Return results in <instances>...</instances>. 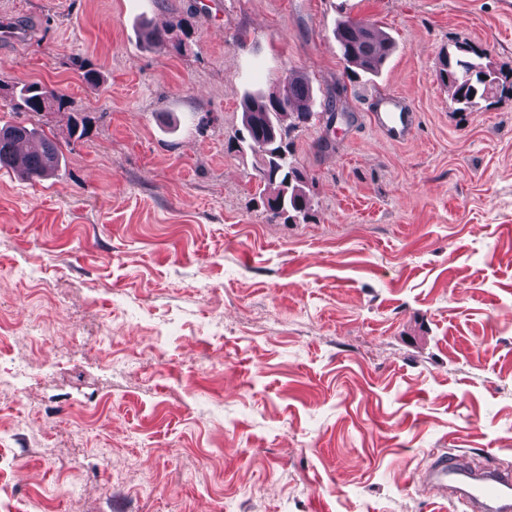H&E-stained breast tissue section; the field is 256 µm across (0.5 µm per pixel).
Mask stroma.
I'll use <instances>...</instances> for the list:
<instances>
[{
    "label": "stroma",
    "instance_id": "35a3bbf8",
    "mask_svg": "<svg viewBox=\"0 0 512 512\" xmlns=\"http://www.w3.org/2000/svg\"><path fill=\"white\" fill-rule=\"evenodd\" d=\"M223 2L0 0V125L61 151L46 179L0 170V373L31 374L0 388V429L25 424L0 512H467L421 473L512 468L507 0ZM348 19L393 39L378 75L352 76ZM464 43L507 89L455 112L438 70ZM289 72L316 100L288 136L303 223L239 145L245 96ZM31 82L65 110L16 109ZM389 93L418 115L402 144L365 118Z\"/></svg>",
    "mask_w": 512,
    "mask_h": 512
}]
</instances>
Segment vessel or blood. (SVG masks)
<instances>
[{
    "instance_id": "obj_1",
    "label": "vessel or blood",
    "mask_w": 512,
    "mask_h": 512,
    "mask_svg": "<svg viewBox=\"0 0 512 512\" xmlns=\"http://www.w3.org/2000/svg\"><path fill=\"white\" fill-rule=\"evenodd\" d=\"M369 124L394 143L410 140L415 116L405 98L396 94L376 97L367 112ZM425 480L440 491L450 484L464 482L462 495L473 512H512V470L488 469L473 472L459 460L437 456L425 473Z\"/></svg>"
}]
</instances>
